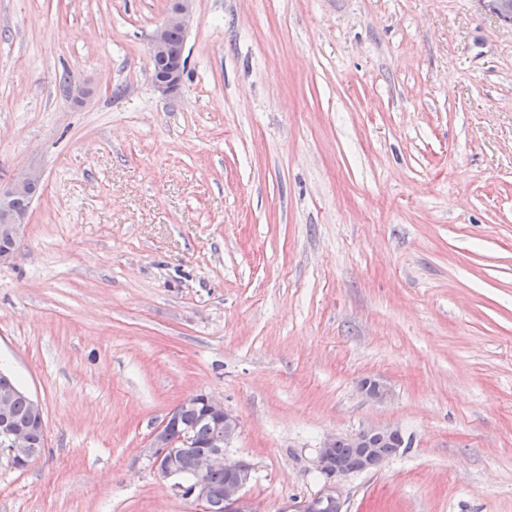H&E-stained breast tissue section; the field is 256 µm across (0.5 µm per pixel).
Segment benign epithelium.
Here are the masks:
<instances>
[{"instance_id": "obj_1", "label": "benign epithelium", "mask_w": 512, "mask_h": 512, "mask_svg": "<svg viewBox=\"0 0 512 512\" xmlns=\"http://www.w3.org/2000/svg\"><path fill=\"white\" fill-rule=\"evenodd\" d=\"M194 0H169V6L163 20L156 26L150 41V56L153 66V81L157 91L171 94L182 85L184 66L183 56H175L169 41V32L177 29L186 32L193 16ZM41 173L34 168L18 170L14 178L4 189H0V236L10 241V246L0 250V263L14 258L18 243L26 236L29 224L28 213L11 209L10 201L19 196L34 195L40 189ZM361 390L366 399L384 402L390 396L388 387L376 380L366 379ZM208 409V415L215 418L213 449L192 458V472L195 480L184 485L179 482L182 465L192 447V430L185 428L173 436L168 430L172 422L180 421L184 413L198 409ZM239 432V420L216 396L199 392L182 400L172 409L168 417L152 433L145 448L152 466L165 479L173 480L172 489L183 497L192 498L203 505L213 498L220 500L224 512H256V504L246 493L253 480V466L241 459L226 457V448ZM401 433L397 427L366 428L348 436L352 446L359 450L364 466L360 472L379 469L384 462L393 457L385 453L381 445ZM27 428L14 423L10 415V398L0 397V447L14 458L31 460L36 451L28 447ZM336 439L328 438L316 449L311 459L314 471L321 477L322 485L317 492L306 498L290 497L282 502L278 512H344L345 489L347 481L357 471L350 469L335 457ZM224 471V488L216 489L207 480L213 471Z\"/></svg>"}]
</instances>
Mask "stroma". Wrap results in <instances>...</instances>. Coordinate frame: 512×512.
<instances>
[{"mask_svg":"<svg viewBox=\"0 0 512 512\" xmlns=\"http://www.w3.org/2000/svg\"><path fill=\"white\" fill-rule=\"evenodd\" d=\"M0 0V366L45 411L0 512H202L148 440L207 391L258 512L330 437L410 443L346 512H512V23L477 0ZM391 391L367 400L364 378ZM194 1L170 0L163 20L151 36L150 56L154 86L165 95L178 91L182 85L184 57L181 47L183 36L192 20ZM169 39L178 50H181L178 57L174 55ZM42 182L41 173L34 168L18 170L6 189H0V236L10 241V246L0 250V263H7L14 258L18 243L26 236L29 224L28 209ZM24 196V197H19ZM30 196V197H26ZM13 201L11 209L10 201ZM25 212V213H22Z\"/></svg>","mask_w":512,"mask_h":512,"instance_id":"1","label":"stroma"}]
</instances>
